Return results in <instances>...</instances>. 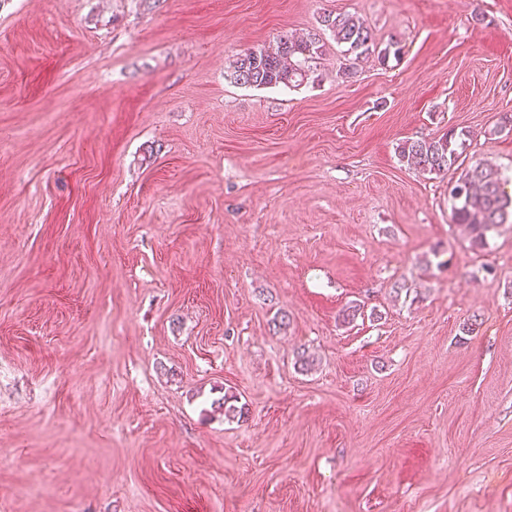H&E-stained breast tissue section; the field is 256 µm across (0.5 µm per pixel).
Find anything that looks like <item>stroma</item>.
Wrapping results in <instances>:
<instances>
[{
	"label": "stroma",
	"mask_w": 512,
	"mask_h": 512,
	"mask_svg": "<svg viewBox=\"0 0 512 512\" xmlns=\"http://www.w3.org/2000/svg\"><path fill=\"white\" fill-rule=\"evenodd\" d=\"M511 120L512 0H0V512H512V224L397 150ZM320 25L329 30L338 46L344 48V57L358 60L361 57L377 55L380 63H388L391 53L398 58L401 48L396 41L391 40L384 48L375 42L374 36L366 22L353 14L332 11L324 13ZM351 57V58H349ZM320 31L294 38L284 35L275 45L247 49L232 64L230 77L235 83L256 87H288L303 82L311 63L322 54Z\"/></svg>",
	"instance_id": "obj_1"
}]
</instances>
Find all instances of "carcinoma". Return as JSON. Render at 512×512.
I'll return each mask as SVG.
<instances>
[{
    "instance_id": "cac0c4a2",
    "label": "carcinoma",
    "mask_w": 512,
    "mask_h": 512,
    "mask_svg": "<svg viewBox=\"0 0 512 512\" xmlns=\"http://www.w3.org/2000/svg\"><path fill=\"white\" fill-rule=\"evenodd\" d=\"M320 25L343 47V55L354 61L373 54L385 64L390 57L400 55L397 42L392 40L379 47L366 22L353 14L330 11L323 14ZM323 47L317 30L299 38L284 35L272 46L251 48L239 54L233 61L230 77L245 86L288 87L307 79L311 63L319 58ZM465 145V133L451 130L430 140H407L399 146V156L415 170L439 174L456 164ZM449 196L452 223L465 226L474 250L483 249L488 244L487 234L512 217V197L501 190L498 172L480 161L451 184ZM221 406L229 419H241L247 414L246 406L238 405V397L233 393L224 394Z\"/></svg>"
}]
</instances>
